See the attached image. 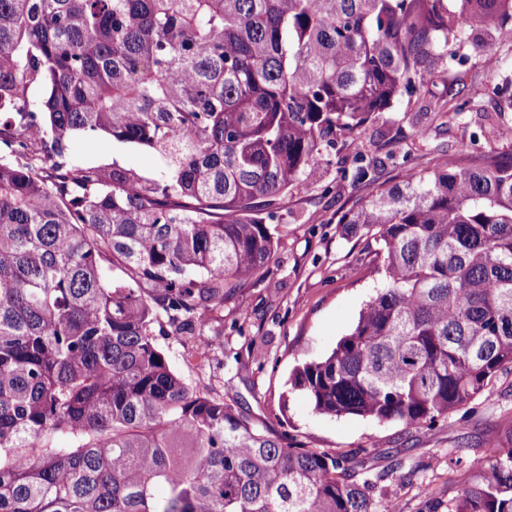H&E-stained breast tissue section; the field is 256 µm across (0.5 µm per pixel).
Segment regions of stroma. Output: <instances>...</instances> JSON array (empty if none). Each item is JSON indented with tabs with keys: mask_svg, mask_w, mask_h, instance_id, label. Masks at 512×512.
<instances>
[{
	"mask_svg": "<svg viewBox=\"0 0 512 512\" xmlns=\"http://www.w3.org/2000/svg\"><path fill=\"white\" fill-rule=\"evenodd\" d=\"M495 52L499 67L492 72L471 47L461 48L422 91L396 98L357 138L328 148L319 176L279 201L275 262L206 325L216 342L206 357H198L196 339L168 329L156 336L194 388L215 389L255 424L336 456L352 479L366 482L372 499L390 501L395 512H446L445 502L473 481V459L490 455V436L512 433V366L493 379V396L417 426L314 413L287 380L296 366L332 351L373 293L378 245L341 224V215L410 168L430 170L450 157L512 164V144L496 134L512 122L511 34H503ZM446 102L466 109L453 115L443 110ZM421 127L427 139L416 137ZM74 160L116 162L145 176L159 167L151 152L109 141L93 152L75 151Z\"/></svg>",
	"mask_w": 512,
	"mask_h": 512,
	"instance_id": "stroma-1",
	"label": "stroma"
}]
</instances>
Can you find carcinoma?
Wrapping results in <instances>:
<instances>
[{"label":"carcinoma","instance_id":"carcinoma-1","mask_svg":"<svg viewBox=\"0 0 512 512\" xmlns=\"http://www.w3.org/2000/svg\"><path fill=\"white\" fill-rule=\"evenodd\" d=\"M511 22L512 0H0V512H394L186 383L154 324L203 335L275 256L261 209ZM76 138L163 169L75 165ZM341 223L380 245L379 286L292 388L405 425L491 396L512 167L408 170ZM472 466L447 512H512V437Z\"/></svg>","mask_w":512,"mask_h":512}]
</instances>
